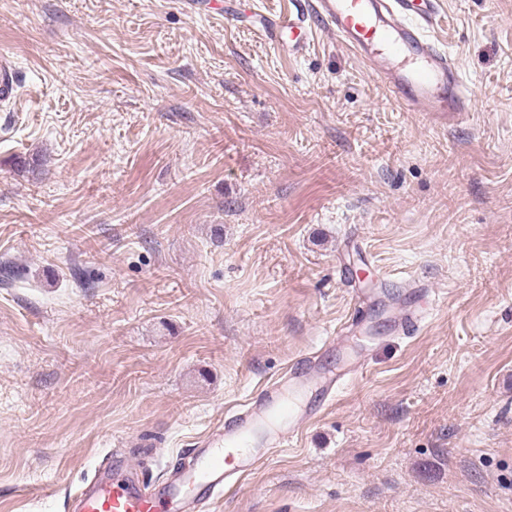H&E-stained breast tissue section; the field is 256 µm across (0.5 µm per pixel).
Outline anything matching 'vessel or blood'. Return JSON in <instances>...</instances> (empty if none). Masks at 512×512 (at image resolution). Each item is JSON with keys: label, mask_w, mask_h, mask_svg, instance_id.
Segmentation results:
<instances>
[{"label": "vessel or blood", "mask_w": 512, "mask_h": 512, "mask_svg": "<svg viewBox=\"0 0 512 512\" xmlns=\"http://www.w3.org/2000/svg\"><path fill=\"white\" fill-rule=\"evenodd\" d=\"M439 0H286L262 17L267 40L289 32L295 53L322 29L350 47L396 102L411 112L451 115L471 109L463 77L432 38ZM320 384L333 397L335 380H323L311 357L289 380L267 385L199 443L185 465L148 485L121 479V464L105 467L73 495L75 512H215L230 480L249 473L262 448L283 447L306 423L288 392Z\"/></svg>", "instance_id": "1"}]
</instances>
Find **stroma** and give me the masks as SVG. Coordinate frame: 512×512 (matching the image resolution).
<instances>
[{
  "mask_svg": "<svg viewBox=\"0 0 512 512\" xmlns=\"http://www.w3.org/2000/svg\"><path fill=\"white\" fill-rule=\"evenodd\" d=\"M260 4L0 0V512H69L111 456L157 482L369 336L220 512H512V0H440L448 118Z\"/></svg>",
  "mask_w": 512,
  "mask_h": 512,
  "instance_id": "stroma-1",
  "label": "stroma"
}]
</instances>
